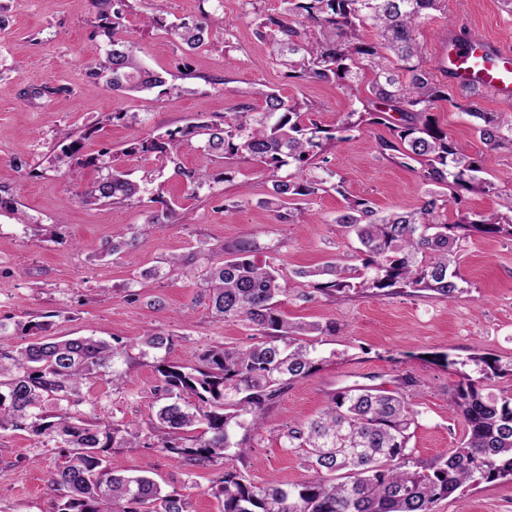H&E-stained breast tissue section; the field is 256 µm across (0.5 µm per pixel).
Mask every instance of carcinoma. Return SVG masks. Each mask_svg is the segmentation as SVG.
Here are the masks:
<instances>
[{
    "instance_id": "obj_1",
    "label": "carcinoma",
    "mask_w": 512,
    "mask_h": 512,
    "mask_svg": "<svg viewBox=\"0 0 512 512\" xmlns=\"http://www.w3.org/2000/svg\"><path fill=\"white\" fill-rule=\"evenodd\" d=\"M124 0H92L97 9L95 35L104 38L105 54L91 72L92 84L114 91L141 92L166 84L163 74L147 68L123 35ZM275 13H255L256 36L269 42L270 56L285 78L335 83L355 98L356 107L336 126L324 129L313 119L306 100L275 90L261 93L262 106L239 102L216 122L204 117L156 137L142 139L134 150L171 163L191 189L209 180L204 168L187 169L178 158L184 143L196 140L208 155L239 158L260 167L271 183L260 204L275 220L295 223L310 198L324 190L321 155L364 128L383 127L389 136L379 146L391 162L416 174L420 206L381 216L366 198H354L332 219L353 231L361 265L328 262L300 270L323 295L357 288L379 296L388 288L427 290L452 299L459 287L456 249L475 229L484 234L512 235V191L501 196L500 209L471 212L462 192L489 193L495 184L483 177L488 157L475 158L448 139L433 111L445 101H465L463 112L488 149L512 146V115L487 112L478 90L449 91L448 83L424 65L421 30L445 0H280ZM375 39L364 38L366 30ZM167 34L187 50L208 44L207 23L182 22ZM369 78L361 91L363 78ZM61 133L51 163L98 166L99 158L80 157L81 140L92 135ZM293 172L282 177L285 167ZM155 182L145 169L141 182L107 167L83 192L87 202L115 205L130 201L141 185ZM162 209L150 224L174 223L179 204L159 199ZM457 209L450 224L444 213ZM253 242H241L231 256L214 262L198 250L171 264L200 277L214 313L247 322L260 341L241 350L213 347L193 353L184 364L157 363L151 416L156 418V447L176 454L194 469L224 465L213 495L222 512H433L469 483L512 477V391L483 394V381L512 375V360L480 358L482 376L465 372L452 388V406L464 417L468 432L459 446L430 462L409 448L410 428L419 411L406 392L411 378L389 392L353 386L332 395L316 417L288 424L280 433L285 450L304 454L310 477L296 484L257 485L234 461L245 458L240 430L256 433L264 413L288 386L311 376L313 337L333 330L317 323L290 322L278 312L279 297L289 288L279 269L253 258ZM172 338L152 332L132 347L167 349ZM130 358L124 346L94 336L52 342L34 338L15 348L0 343V431L27 430L41 442H52L64 457L53 478L54 512H186L179 490L162 492L146 476H126L110 457L112 447L127 446L139 433L79 410L88 380L102 373L119 376Z\"/></svg>"
}]
</instances>
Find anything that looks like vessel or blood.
Segmentation results:
<instances>
[{
	"instance_id": "vessel-or-blood-1",
	"label": "vessel or blood",
	"mask_w": 512,
	"mask_h": 512,
	"mask_svg": "<svg viewBox=\"0 0 512 512\" xmlns=\"http://www.w3.org/2000/svg\"><path fill=\"white\" fill-rule=\"evenodd\" d=\"M437 73L455 89L477 87L512 107V47L488 37L438 29L433 40Z\"/></svg>"
}]
</instances>
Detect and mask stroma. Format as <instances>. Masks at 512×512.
<instances>
[{
	"label": "stroma",
	"instance_id": "obj_1",
	"mask_svg": "<svg viewBox=\"0 0 512 512\" xmlns=\"http://www.w3.org/2000/svg\"><path fill=\"white\" fill-rule=\"evenodd\" d=\"M244 0H125L124 24L138 56L167 74L164 87L131 95L91 87L90 72L106 45L94 34L98 23L91 0H0V198L14 200L28 218L16 223L0 213V335L20 346L34 333L31 323H47V336H95L131 345L153 331L170 334L169 349L140 356L132 349L119 379L105 374L83 388V411L110 418L139 432L133 447L113 449L127 473L148 475L164 489L187 488L188 512H220L209 489L222 467L188 470L177 456L148 445L153 434L150 406L156 364H182L189 352L213 346L244 348L254 341L246 322L213 315L199 278L173 273L146 278L171 256L198 248L232 250L243 240L256 243V261L274 260L289 292L279 312L288 320L335 324L319 336L320 360L310 377L291 383L271 407L242 468L253 482L300 483L308 472L301 454L284 450V425L317 414L329 397L355 385L396 389L402 378L416 381L419 412L409 441L417 458L431 460L456 447L468 430L450 402L460 372L479 376L475 356L512 359V236L475 234L462 241L457 270L461 292L449 301L429 291L375 297L332 298L312 293L298 270L330 260L353 263L358 242L333 218L346 198L370 199L383 213L417 207L416 175L384 158L379 131L366 129L328 149L327 167L343 179V192L313 196L310 222L279 224L261 204L270 189L252 164L225 165L205 155L197 142L180 150V163L209 169L201 188H187L173 168H164L141 198L121 205H92L79 197L99 174L75 165L61 171L49 163L62 131L94 127L81 154L104 156L106 163L139 178L154 167L134 153L141 139L187 125L196 118L223 119L242 101L261 105L263 90L313 103L321 126H335L350 111L349 95L336 85L291 82L270 57L268 42L255 35ZM207 13L208 46L188 51L175 43L166 25ZM158 26L146 27L144 16ZM512 44V15L498 0H448L445 13L424 26L443 24ZM116 112L137 113L130 126ZM439 127L470 155L490 153L489 179L496 192L470 193V210L498 209V191L512 189V147L488 151L472 120L459 108L440 103ZM180 204L175 224H151L156 196ZM134 231L133 247L122 257L105 254L107 242ZM62 462L55 444H41L26 431L0 432V512H52V478ZM436 512H512V478L459 491Z\"/></svg>",
	"mask_w": 512,
	"mask_h": 512
}]
</instances>
